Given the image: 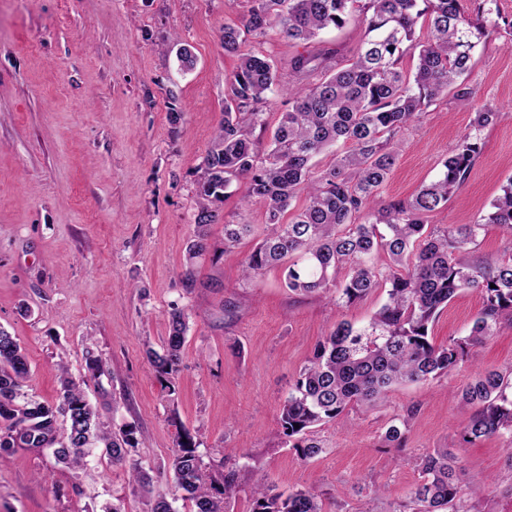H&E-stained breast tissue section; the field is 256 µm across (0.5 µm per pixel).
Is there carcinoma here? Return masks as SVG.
Segmentation results:
<instances>
[{"label":"carcinoma","mask_w":512,"mask_h":512,"mask_svg":"<svg viewBox=\"0 0 512 512\" xmlns=\"http://www.w3.org/2000/svg\"><path fill=\"white\" fill-rule=\"evenodd\" d=\"M242 25L226 24L224 51L238 54V65L224 98V112L199 167L195 239L187 250L184 279L193 278L194 259L214 248L210 226L224 225L221 251L253 233L221 210L231 188L245 182L243 203L266 206V234L245 256L243 274L256 280L271 267L283 271L289 291L331 294L351 305L379 289L385 302L367 324L342 320L322 337L301 369L280 410L283 434L301 458L322 452L310 429L336 421L351 405L370 408L392 387L453 371L467 349L512 325V259H478L472 244L494 224L512 236V179L474 224L438 226L428 218L445 207L468 179L481 152V133L500 113L475 112L468 130L448 149L439 178L406 200H384L403 129L423 108L450 89L462 100L471 92L459 79L470 69L474 50L498 30L490 3L479 0L471 18L465 0H251ZM424 7H419V4ZM354 12L362 15L363 35L350 60L339 51L294 57L288 83L269 58L240 53L246 36L261 37L273 26L295 41L315 39L323 29L342 27ZM428 38L416 34L419 21ZM418 53L413 74L399 67L405 54ZM284 90L291 110L281 114L269 139L262 104ZM344 153L318 169L314 159L338 143ZM290 217H285L286 212ZM374 253L384 263L370 264ZM346 270L342 281L336 280ZM476 289L482 306L468 335L432 341L438 315L459 293ZM170 330L163 353L147 358L158 380L174 392L189 330L188 314L169 311ZM30 366L19 344L0 327V452L15 448L49 450L55 459L81 467L95 448L105 449L112 465L128 468L134 484L148 496L149 512H175L168 499L151 495V480L129 459L138 446L135 430H107L83 385L61 368L59 403L35 399L24 390ZM459 401L471 414L462 427L468 444L508 436L512 460V369L479 372L461 390ZM422 480L411 497L414 512H462L458 504L457 460L446 448L425 456ZM169 471L195 512H226L237 486L234 470L215 476L184 432L169 458ZM253 512H323L308 491L270 493L265 478L254 485Z\"/></svg>","instance_id":"obj_1"}]
</instances>
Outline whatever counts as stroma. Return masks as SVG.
Here are the masks:
<instances>
[{
    "instance_id": "obj_1",
    "label": "stroma",
    "mask_w": 512,
    "mask_h": 512,
    "mask_svg": "<svg viewBox=\"0 0 512 512\" xmlns=\"http://www.w3.org/2000/svg\"><path fill=\"white\" fill-rule=\"evenodd\" d=\"M498 34L475 50L467 102L441 96L404 131L388 180L389 198L411 197L436 179L448 149L476 110L500 114L481 135L467 181L430 223L471 224L512 178V0H497ZM250 0H0V327L30 364L27 386L57 401L61 369L86 377V356L105 371L86 392L111 431L135 426L133 459L154 492L191 512L164 468L179 428L191 432L206 464L238 470L229 512H252V485L321 495L324 512H399L435 449L458 459L467 512H512V460L500 438L462 441L469 416L458 392L479 371L512 366V326L469 350L448 375L396 387L369 409L318 426L324 451L301 459L279 421L280 405L316 342L342 320L361 326L384 291L339 307L329 294H296L271 269L242 277L253 246L198 259L182 272L194 237L197 167L224 110L238 58L222 28L241 23ZM359 15L310 43L277 29L248 37L242 52L280 72L300 54L350 56ZM196 62L181 69L177 42ZM181 113L172 122L171 113ZM178 304L189 331L174 390L160 384L147 349L162 350L167 312ZM478 291L457 295L436 319L435 344L467 335ZM405 422L401 445L390 424ZM146 512L121 467L101 451L74 470L50 452L0 455V512Z\"/></svg>"
}]
</instances>
